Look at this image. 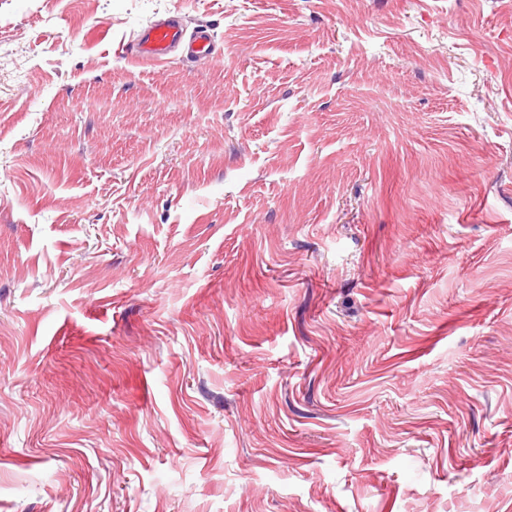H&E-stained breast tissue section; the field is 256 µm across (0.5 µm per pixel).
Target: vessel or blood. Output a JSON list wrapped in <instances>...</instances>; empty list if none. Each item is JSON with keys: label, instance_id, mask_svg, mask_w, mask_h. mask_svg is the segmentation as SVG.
Wrapping results in <instances>:
<instances>
[{"label": "vessel or blood", "instance_id": "vessel-or-blood-1", "mask_svg": "<svg viewBox=\"0 0 512 512\" xmlns=\"http://www.w3.org/2000/svg\"><path fill=\"white\" fill-rule=\"evenodd\" d=\"M137 57L146 63L163 64L176 50H183L190 59L210 57L214 45L207 29L186 35L179 20L169 18L154 22L143 30L135 44Z\"/></svg>", "mask_w": 512, "mask_h": 512}]
</instances>
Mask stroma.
Instances as JSON below:
<instances>
[{
    "label": "stroma",
    "instance_id": "obj_1",
    "mask_svg": "<svg viewBox=\"0 0 512 512\" xmlns=\"http://www.w3.org/2000/svg\"><path fill=\"white\" fill-rule=\"evenodd\" d=\"M0 512H512V0H0ZM134 47L140 60L152 64L168 62L178 49H182L188 59L212 57L214 54L207 28L199 29L188 38L180 21L174 18L154 22L140 33Z\"/></svg>",
    "mask_w": 512,
    "mask_h": 512
}]
</instances>
